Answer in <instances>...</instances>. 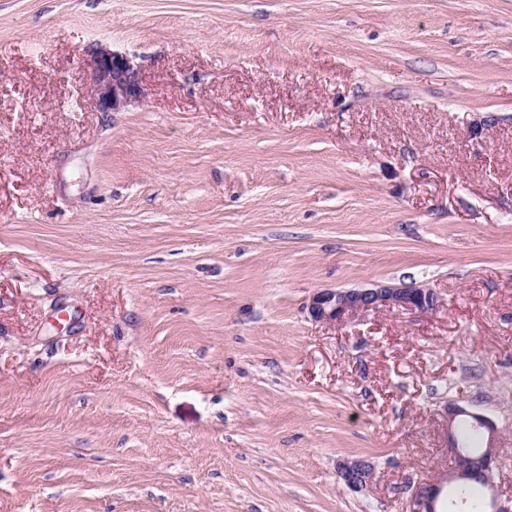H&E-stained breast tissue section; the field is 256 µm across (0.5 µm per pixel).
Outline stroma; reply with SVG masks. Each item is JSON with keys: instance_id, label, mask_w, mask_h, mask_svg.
Instances as JSON below:
<instances>
[{"instance_id": "1", "label": "stroma", "mask_w": 512, "mask_h": 512, "mask_svg": "<svg viewBox=\"0 0 512 512\" xmlns=\"http://www.w3.org/2000/svg\"><path fill=\"white\" fill-rule=\"evenodd\" d=\"M452 404L511 496L512 0H0V512H405ZM91 93L101 112H118L144 95L140 70L126 54L97 49L92 55ZM437 300L431 288L410 282L319 291L313 295L308 310L314 321L336 324L369 311H427L435 307ZM338 476L351 490L362 491L373 484L374 471L369 463L354 459L339 463Z\"/></svg>"}]
</instances>
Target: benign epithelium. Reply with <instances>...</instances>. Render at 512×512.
I'll use <instances>...</instances> for the list:
<instances>
[{"instance_id":"benign-epithelium-1","label":"benign epithelium","mask_w":512,"mask_h":512,"mask_svg":"<svg viewBox=\"0 0 512 512\" xmlns=\"http://www.w3.org/2000/svg\"><path fill=\"white\" fill-rule=\"evenodd\" d=\"M92 61L91 93L99 111L118 112L143 97L140 70L131 57L100 48L92 54ZM437 300L432 289L410 282L319 291L313 295L308 310L314 321L336 324L369 311H427L435 307ZM448 450L454 455V468L441 483L409 482L406 512H437L444 482L461 477L491 480L495 464L492 454L473 458L458 451L453 441ZM338 476L348 488L362 491L373 484L374 471L369 463L354 459L339 463Z\"/></svg>"}]
</instances>
